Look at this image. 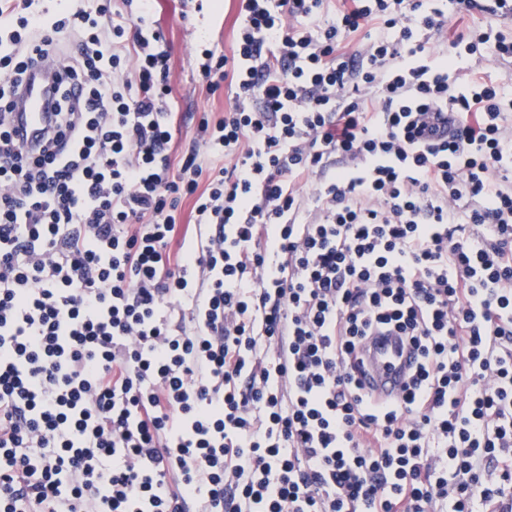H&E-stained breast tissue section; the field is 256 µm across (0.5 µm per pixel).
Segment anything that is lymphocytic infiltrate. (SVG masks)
Here are the masks:
<instances>
[{"label": "lymphocytic infiltrate", "instance_id": "obj_1", "mask_svg": "<svg viewBox=\"0 0 512 512\" xmlns=\"http://www.w3.org/2000/svg\"><path fill=\"white\" fill-rule=\"evenodd\" d=\"M35 2L0 0V512L512 502V128L450 51L511 62L512 0L451 44L426 0H239L197 59L230 103L178 156L155 0ZM380 331L418 357L393 402ZM55 75V70L48 65L34 70L14 98L12 112H19L16 115L30 140L34 141L47 126L48 102ZM192 202L185 200L182 204L178 231L170 243V248L173 251H177L184 242L186 236V242L195 235V226L193 224V218L191 214ZM365 384L384 400L403 393L413 367L414 355L400 336H373L366 343Z\"/></svg>", "mask_w": 512, "mask_h": 512}]
</instances>
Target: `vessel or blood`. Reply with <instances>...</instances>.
I'll return each mask as SVG.
<instances>
[{
  "mask_svg": "<svg viewBox=\"0 0 512 512\" xmlns=\"http://www.w3.org/2000/svg\"><path fill=\"white\" fill-rule=\"evenodd\" d=\"M55 82L50 66L32 72L14 98V111L29 138H36L48 122V102ZM367 375L365 384L384 400L400 396L413 367L411 348L398 336H375L366 343Z\"/></svg>",
  "mask_w": 512,
  "mask_h": 512,
  "instance_id": "1",
  "label": "vessel or blood"
}]
</instances>
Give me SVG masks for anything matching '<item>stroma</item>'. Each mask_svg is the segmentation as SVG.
<instances>
[{
	"mask_svg": "<svg viewBox=\"0 0 512 512\" xmlns=\"http://www.w3.org/2000/svg\"><path fill=\"white\" fill-rule=\"evenodd\" d=\"M237 0H204L202 7L183 0H157L153 19L163 32L170 53V85L179 107L173 117L174 150H183L195 136L200 116L223 111L225 91L209 92L196 71L194 47L216 43L230 48Z\"/></svg>",
	"mask_w": 512,
	"mask_h": 512,
	"instance_id": "35a3bbf8",
	"label": "stroma"
}]
</instances>
